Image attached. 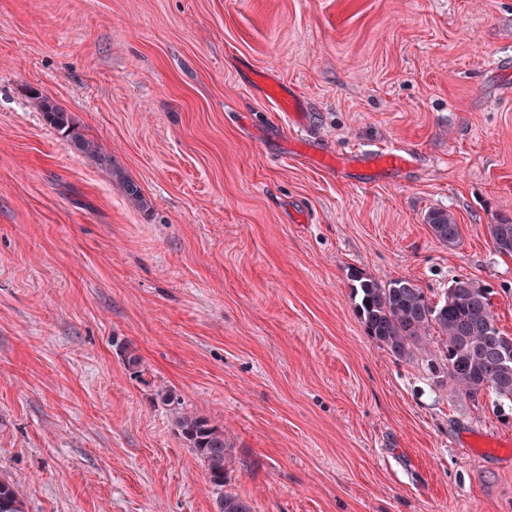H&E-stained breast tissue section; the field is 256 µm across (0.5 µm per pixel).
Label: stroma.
I'll return each mask as SVG.
<instances>
[{
	"mask_svg": "<svg viewBox=\"0 0 512 512\" xmlns=\"http://www.w3.org/2000/svg\"><path fill=\"white\" fill-rule=\"evenodd\" d=\"M512 0H0V477L25 512H512V415L371 340L352 274L489 288L512 335ZM305 101L292 153L251 84ZM68 112L89 157L32 92ZM142 203L132 202L127 182ZM453 213L458 246L424 221ZM223 427V488L157 397ZM256 80L253 83L260 89V92L285 112L292 121L294 135L291 139L302 145L311 154L316 163L322 168L336 172H344L348 167L366 165L380 171L400 172L415 162V158L407 150L402 148H388L370 150L365 153L355 152L350 155L334 154L323 149L314 141L307 139L308 123L303 118L305 108L303 99L296 95L274 77L266 72L254 73ZM32 99L34 100L38 110L42 112L46 122L56 130L65 134L68 142L73 144L83 154L95 156L98 152V147L94 142L88 140L73 123L68 112L62 110L49 98L35 94ZM487 231L493 240L497 252L512 256V220H501L490 224Z\"/></svg>",
	"mask_w": 512,
	"mask_h": 512,
	"instance_id": "obj_1",
	"label": "stroma"
}]
</instances>
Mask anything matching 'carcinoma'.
<instances>
[{
	"mask_svg": "<svg viewBox=\"0 0 512 512\" xmlns=\"http://www.w3.org/2000/svg\"><path fill=\"white\" fill-rule=\"evenodd\" d=\"M33 100L46 122L65 134L68 142L83 154L94 156L95 143L88 140L67 112L49 98L35 94ZM425 223L432 235L445 246L460 243L459 224L443 209L430 211ZM497 252L512 256V220L487 225ZM351 290L358 297L356 313L367 336L399 360L414 357L431 333L441 336L443 350L429 363L431 374L449 382L455 391L471 400L484 393L494 395L496 405L512 406V336L496 326L489 289L468 277L453 278L442 296L434 301L411 279H396L380 285L360 275H352ZM158 398L174 414V427L185 445L206 464L210 482L224 488L227 468V443L224 431L208 419L184 410L169 391ZM218 512H252L240 497L221 494ZM0 512H25L20 490L0 479Z\"/></svg>",
	"mask_w": 512,
	"mask_h": 512,
	"instance_id": "obj_1",
	"label": "carcinoma"
}]
</instances>
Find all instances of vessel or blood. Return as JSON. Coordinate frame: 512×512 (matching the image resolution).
<instances>
[{
    "label": "vessel or blood",
    "mask_w": 512,
    "mask_h": 512,
    "mask_svg": "<svg viewBox=\"0 0 512 512\" xmlns=\"http://www.w3.org/2000/svg\"><path fill=\"white\" fill-rule=\"evenodd\" d=\"M255 84L266 98L271 99L280 111L288 115L294 129V141L302 145L322 168L342 172L351 166L366 165L381 171L399 172L415 161L414 156L402 148L370 150L350 155L329 152L309 140L303 114L304 102L299 95L287 90L281 82L265 72L257 73Z\"/></svg>",
    "instance_id": "obj_1"
}]
</instances>
